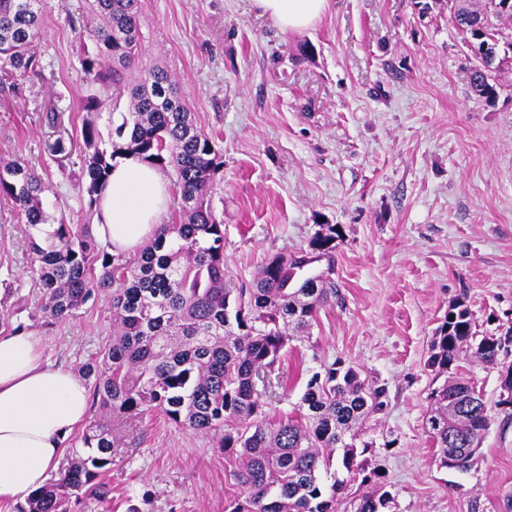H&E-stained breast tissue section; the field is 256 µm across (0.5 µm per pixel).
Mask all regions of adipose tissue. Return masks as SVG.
Instances as JSON below:
<instances>
[{
  "label": "adipose tissue",
  "mask_w": 512,
  "mask_h": 512,
  "mask_svg": "<svg viewBox=\"0 0 512 512\" xmlns=\"http://www.w3.org/2000/svg\"><path fill=\"white\" fill-rule=\"evenodd\" d=\"M282 29L312 27L328 0H258ZM169 201L159 168L135 156L119 159L99 195L96 230L113 251L136 253L160 227ZM89 418L85 380L43 359L32 332L0 334V504L41 488L61 459L63 439Z\"/></svg>",
  "instance_id": "1"
}]
</instances>
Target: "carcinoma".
Returning <instances> with one entry per match:
<instances>
[{
	"label": "carcinoma",
	"mask_w": 512,
	"mask_h": 512,
	"mask_svg": "<svg viewBox=\"0 0 512 512\" xmlns=\"http://www.w3.org/2000/svg\"><path fill=\"white\" fill-rule=\"evenodd\" d=\"M448 8L479 62L471 86L491 100L492 73L512 53V40L502 41L501 33L512 23V0H448ZM83 9L82 36L92 50L84 51L82 70L104 90L130 97L106 142L94 119L100 96L83 100L79 160L87 206L96 211L114 163L134 153L160 168L174 167L179 220L162 225L134 257L109 251L88 224L61 222L45 231V185L23 158L0 159V197L35 230L27 247L43 317L62 320L110 288L114 318L112 344L102 359L82 367L93 380L92 404L100 413L82 436L87 451L73 452L58 481L28 495L18 512H86L107 502L112 488L100 476L119 448L109 418L133 421L149 408L179 428L219 438L244 489L232 512H336L343 482L325 490L320 470L332 466L338 450L347 472L374 484L358 495L353 512H390L391 494L375 481L377 470L356 461L353 443L359 425L386 406L385 386L338 362L307 381L301 418L271 422L262 416L265 400L257 386H272L281 352L337 294L328 273L311 268L336 248V227L315 233L309 252L277 253L251 283H236L224 264V225L210 203L222 156L197 129L166 70L146 67L137 83L125 84L139 63V0H83ZM41 29L42 0H0V73L42 76L35 51ZM473 326L464 301L452 303L427 366L445 374L464 354L488 367L498 364L501 350L512 348V327L479 338ZM431 400L425 428L440 466L470 471L487 430L484 395L473 381L457 377L434 389Z\"/></svg>",
	"instance_id": "carcinoma-1"
}]
</instances>
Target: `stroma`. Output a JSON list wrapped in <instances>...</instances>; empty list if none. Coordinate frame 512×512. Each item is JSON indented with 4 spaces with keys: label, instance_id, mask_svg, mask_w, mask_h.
I'll list each match as a JSON object with an SVG mask.
<instances>
[{
    "label": "stroma",
    "instance_id": "1",
    "mask_svg": "<svg viewBox=\"0 0 512 512\" xmlns=\"http://www.w3.org/2000/svg\"><path fill=\"white\" fill-rule=\"evenodd\" d=\"M140 61L165 67L224 161L211 205L224 224V263L250 282L279 252H305L336 226L317 262L338 294L292 340L267 419L296 415L307 380L341 362L384 383L386 406L362 427L366 459L391 512H512V412L498 407L512 356L486 367L462 356L491 422L466 473L440 467L423 428L442 383L425 365L449 305L464 300L477 335L512 326V59L492 83L470 85L476 60L447 0H329L303 31L273 24L257 0H141ZM36 50L42 77L0 91V155L25 159L48 186L52 223L90 224L80 161L46 145L79 136L84 79L80 0H43ZM60 126H53V118ZM0 197V315L43 342L51 364L81 372L112 339L107 293L55 325L34 313L26 235ZM128 447L104 480L99 512H230L243 495L213 436L155 410L119 423Z\"/></svg>",
    "mask_w": 512,
    "mask_h": 512
}]
</instances>
